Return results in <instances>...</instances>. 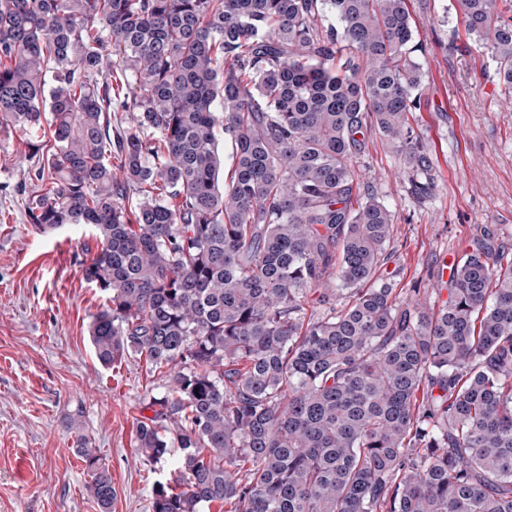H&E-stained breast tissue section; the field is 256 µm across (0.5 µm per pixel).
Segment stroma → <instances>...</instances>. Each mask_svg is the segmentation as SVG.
Here are the masks:
<instances>
[{
	"instance_id": "1",
	"label": "stroma",
	"mask_w": 512,
	"mask_h": 512,
	"mask_svg": "<svg viewBox=\"0 0 512 512\" xmlns=\"http://www.w3.org/2000/svg\"><path fill=\"white\" fill-rule=\"evenodd\" d=\"M427 49L419 107L410 118L431 159L434 184L415 194L402 152L378 133L354 162L394 215L384 273L397 294L426 301L444 269L492 236L512 248V95L489 47H469L456 0H412ZM28 139L0 142V512H99L75 448L85 437L112 474V512H151L158 478L137 463V428L165 370L131 355L105 367L90 325L106 295L84 278L97 251L90 228L42 232L29 224L34 187Z\"/></svg>"
}]
</instances>
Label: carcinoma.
I'll list each match as a JSON object with an SVG mask.
<instances>
[{"label":"carcinoma","instance_id":"carcinoma-1","mask_svg":"<svg viewBox=\"0 0 512 512\" xmlns=\"http://www.w3.org/2000/svg\"><path fill=\"white\" fill-rule=\"evenodd\" d=\"M408 2L0 0V134L47 129L29 223L98 239V361L167 369L137 431L146 464L179 449L152 512H512V253L477 244L436 310L400 299L355 176L377 131L433 186ZM500 2L457 6L511 91Z\"/></svg>","mask_w":512,"mask_h":512}]
</instances>
